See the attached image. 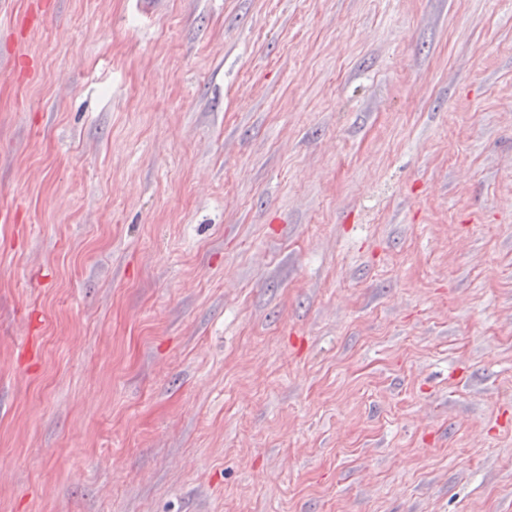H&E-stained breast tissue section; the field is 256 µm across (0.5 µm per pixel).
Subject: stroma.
<instances>
[{
    "label": "stroma",
    "mask_w": 512,
    "mask_h": 512,
    "mask_svg": "<svg viewBox=\"0 0 512 512\" xmlns=\"http://www.w3.org/2000/svg\"><path fill=\"white\" fill-rule=\"evenodd\" d=\"M0 512H512V0L0 5Z\"/></svg>",
    "instance_id": "obj_1"
}]
</instances>
